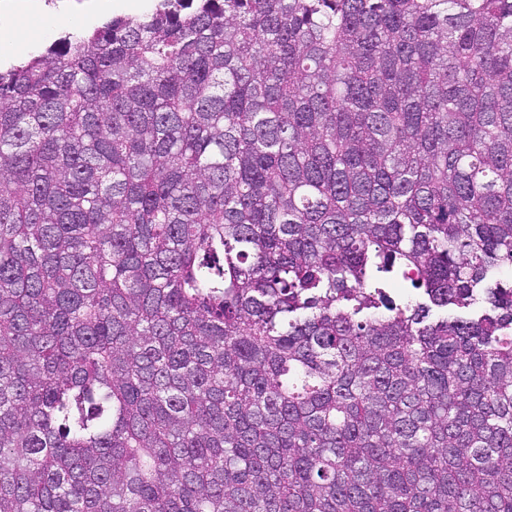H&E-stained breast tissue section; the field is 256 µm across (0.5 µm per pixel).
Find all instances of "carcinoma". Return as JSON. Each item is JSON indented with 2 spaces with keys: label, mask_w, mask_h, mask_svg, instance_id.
Returning a JSON list of instances; mask_svg holds the SVG:
<instances>
[{
  "label": "carcinoma",
  "mask_w": 512,
  "mask_h": 512,
  "mask_svg": "<svg viewBox=\"0 0 512 512\" xmlns=\"http://www.w3.org/2000/svg\"><path fill=\"white\" fill-rule=\"evenodd\" d=\"M505 268L512 0L65 34L0 70V512H512Z\"/></svg>",
  "instance_id": "obj_1"
}]
</instances>
